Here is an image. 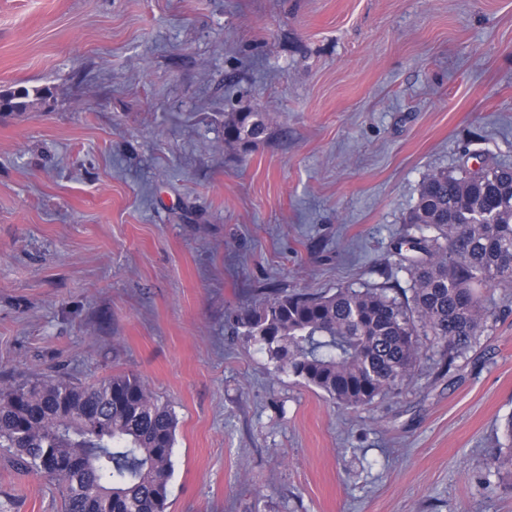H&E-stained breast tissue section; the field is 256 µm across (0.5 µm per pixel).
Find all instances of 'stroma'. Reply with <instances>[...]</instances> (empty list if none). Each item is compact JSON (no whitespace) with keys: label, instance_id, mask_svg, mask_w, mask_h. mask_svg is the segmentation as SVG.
I'll return each instance as SVG.
<instances>
[{"label":"stroma","instance_id":"35a3bbf8","mask_svg":"<svg viewBox=\"0 0 512 512\" xmlns=\"http://www.w3.org/2000/svg\"><path fill=\"white\" fill-rule=\"evenodd\" d=\"M0 387L140 378L167 512H512V297L359 411L233 335L264 288L408 287L423 178L512 167V0H0ZM234 112H265L248 149ZM490 478L485 492L481 478ZM0 512H62L0 449ZM33 98V99H31ZM41 91L33 89L32 92L25 87L13 91L0 92V111L27 112L34 101L43 100ZM265 117L258 112H236L224 120V143L247 147L265 135Z\"/></svg>","mask_w":512,"mask_h":512}]
</instances>
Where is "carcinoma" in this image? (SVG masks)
<instances>
[{"instance_id": "carcinoma-1", "label": "carcinoma", "mask_w": 512, "mask_h": 512, "mask_svg": "<svg viewBox=\"0 0 512 512\" xmlns=\"http://www.w3.org/2000/svg\"><path fill=\"white\" fill-rule=\"evenodd\" d=\"M42 99L1 91L0 111ZM266 131L260 113L237 112L224 120V143L246 147ZM405 224L395 251L409 288L276 290L237 315L235 334L343 409L400 394L431 349L450 373L492 317L482 289L512 290V168L486 159L475 172L427 174ZM175 430L169 406L133 375L0 387V448L17 469L56 482L64 512H167ZM504 433L498 472L512 469V416Z\"/></svg>"}]
</instances>
